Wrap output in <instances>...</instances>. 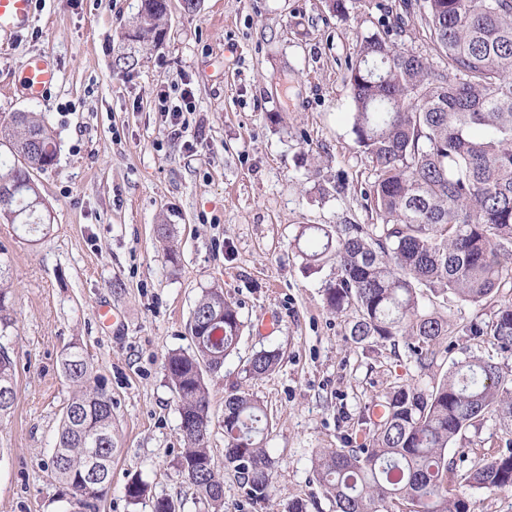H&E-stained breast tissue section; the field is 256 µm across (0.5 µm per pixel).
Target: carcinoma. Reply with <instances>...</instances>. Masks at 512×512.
I'll use <instances>...</instances> for the list:
<instances>
[{"instance_id": "1", "label": "carcinoma", "mask_w": 512, "mask_h": 512, "mask_svg": "<svg viewBox=\"0 0 512 512\" xmlns=\"http://www.w3.org/2000/svg\"><path fill=\"white\" fill-rule=\"evenodd\" d=\"M430 41L443 58L435 69L421 55L400 49L388 27L365 37L349 67L354 142L375 168L368 199L382 223L308 224L298 239L305 267L336 258L338 274L324 288L333 312L352 313L357 344L401 339L424 372L436 364V345L452 333L433 303L457 300L496 304L490 320L457 329L486 337L512 354V302L499 299L512 284V0H424ZM166 0H141L131 29L137 41L158 42ZM0 223L41 233L48 217L31 171L54 164L52 130L33 112L0 122ZM8 249L0 244V339L12 326ZM243 322L218 287L202 292L189 323L192 347L166 358L176 394L184 448L175 468L210 512H224V479L210 450L209 371L237 350ZM278 348L246 362L244 379L279 365ZM60 371L73 396L62 415L51 457L55 477L71 490L79 512H97L112 483V395L93 372L82 346L63 351ZM16 388L15 363L0 342V389ZM489 415L512 420V377L469 352L430 385L398 384L381 403L364 406L372 430L347 448L319 454L316 480L335 512H475L453 492L454 483L487 490L512 487V440L464 473L448 463L449 445ZM270 416L236 385L224 396V462L234 468L247 498L264 503L273 461L264 448ZM103 461L92 475L87 452Z\"/></svg>"}]
</instances>
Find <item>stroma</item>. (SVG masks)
<instances>
[{
	"label": "stroma",
	"mask_w": 512,
	"mask_h": 512,
	"mask_svg": "<svg viewBox=\"0 0 512 512\" xmlns=\"http://www.w3.org/2000/svg\"><path fill=\"white\" fill-rule=\"evenodd\" d=\"M163 40L128 41L140 0H36L28 29L0 35V119L41 114L57 160L36 172L51 222L22 236L0 223L10 254L14 325L6 344L17 399L0 420V512H71L51 471L72 389L59 368L80 342L112 396L118 452L99 512H152L159 497L206 512L174 466L182 442L165 358L192 345L188 323L203 290L218 286L244 324L236 353L208 375L210 446L224 476V512H284L295 499L332 512L314 456L345 447L365 404L400 382L441 378L462 350L512 369L490 340L452 336V350L420 374L404 347L354 343L349 317L328 310L336 261L307 272L295 245L307 224H376L365 194L373 164L351 133L348 65L360 41L403 14L399 47L434 68L442 57L419 14L401 0H168ZM43 52L59 67L48 96L30 101L5 82ZM192 111L174 134L159 92ZM180 253L170 262L168 246ZM109 307L116 322L98 318ZM282 348L270 374L244 383L271 416L264 441L272 489L253 506L224 463V394L253 352ZM512 439L485 418L448 450L458 471ZM147 485L129 503L127 483Z\"/></svg>",
	"instance_id": "1"
}]
</instances>
